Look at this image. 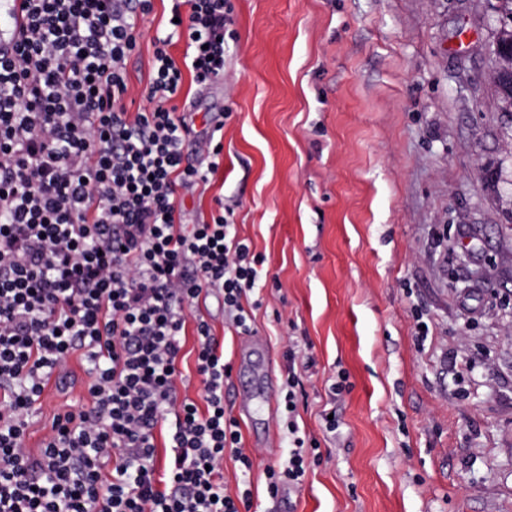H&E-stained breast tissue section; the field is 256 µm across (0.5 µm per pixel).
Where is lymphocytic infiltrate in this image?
<instances>
[{"label":"lymphocytic infiltrate","instance_id":"obj_1","mask_svg":"<svg viewBox=\"0 0 512 512\" xmlns=\"http://www.w3.org/2000/svg\"><path fill=\"white\" fill-rule=\"evenodd\" d=\"M10 9L22 23L0 49V512H241L253 462L224 407L233 365L211 323L190 311L215 296L227 328L253 335L264 259L231 207L187 223L183 196L217 173L224 123L197 131L171 106L185 79L223 82L232 0H172L177 22L152 41L150 106L135 114L124 105L127 65L154 0H10ZM189 331L197 401L177 388ZM76 354L90 402L57 414L31 451L45 386L70 377ZM305 357L288 350L275 422L291 448L265 469L273 498L320 460L297 422ZM228 457L241 472L233 490Z\"/></svg>","mask_w":512,"mask_h":512}]
</instances>
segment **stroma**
I'll return each mask as SVG.
<instances>
[{
	"mask_svg": "<svg viewBox=\"0 0 512 512\" xmlns=\"http://www.w3.org/2000/svg\"><path fill=\"white\" fill-rule=\"evenodd\" d=\"M232 2L223 83L176 101L198 125L228 115L223 165L184 207L192 223L223 197L267 285L254 335L225 330L215 297L194 312L233 364V411L241 360L279 380L289 347H308L298 423L323 455L269 498L264 469L288 441L274 407L241 417L249 512H512V112L495 103L490 0ZM165 7L128 64V111L148 106ZM73 370L47 385L29 448L86 402ZM341 371L350 389L328 438Z\"/></svg>",
	"mask_w": 512,
	"mask_h": 512,
	"instance_id": "stroma-1",
	"label": "stroma"
}]
</instances>
